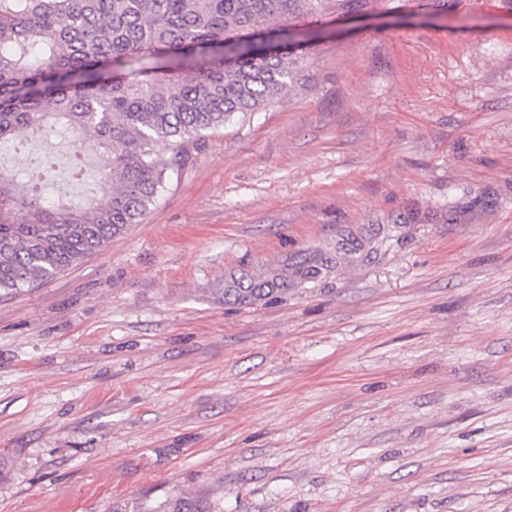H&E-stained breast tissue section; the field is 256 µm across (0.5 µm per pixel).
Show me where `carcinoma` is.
<instances>
[{"instance_id":"cac0c4a2","label":"carcinoma","mask_w":512,"mask_h":512,"mask_svg":"<svg viewBox=\"0 0 512 512\" xmlns=\"http://www.w3.org/2000/svg\"><path fill=\"white\" fill-rule=\"evenodd\" d=\"M327 0H0V147L72 134L104 204L48 201L0 169V293L31 288L137 223L189 145L254 112L293 78L294 48ZM148 512H216L177 492Z\"/></svg>"}]
</instances>
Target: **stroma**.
Instances as JSON below:
<instances>
[{
    "mask_svg": "<svg viewBox=\"0 0 512 512\" xmlns=\"http://www.w3.org/2000/svg\"><path fill=\"white\" fill-rule=\"evenodd\" d=\"M138 223L0 294V512H512V0H345ZM147 512H217L207 495L199 492H177Z\"/></svg>",
    "mask_w": 512,
    "mask_h": 512,
    "instance_id": "1",
    "label": "stroma"
}]
</instances>
